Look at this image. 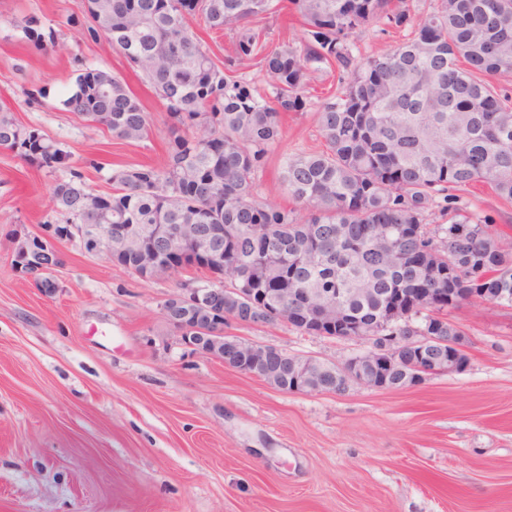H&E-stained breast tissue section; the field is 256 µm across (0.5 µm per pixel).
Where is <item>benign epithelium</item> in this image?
Wrapping results in <instances>:
<instances>
[{
  "instance_id": "obj_1",
  "label": "benign epithelium",
  "mask_w": 512,
  "mask_h": 512,
  "mask_svg": "<svg viewBox=\"0 0 512 512\" xmlns=\"http://www.w3.org/2000/svg\"><path fill=\"white\" fill-rule=\"evenodd\" d=\"M162 238L167 246L165 252L176 249V242L184 233L182 224H164L160 228ZM149 235V229L138 224H119L117 226L99 224H70L64 231L49 228L38 232L39 241L46 247L51 261L35 267V271L27 274L32 278L37 274H49L62 264L60 247L64 244L82 246L92 245L91 254H104L107 257L120 255L134 247L142 246ZM32 234L20 225L11 235V261L16 267L23 268L30 261L29 241ZM226 293L229 301L236 307L246 308L251 305L253 291L250 288H207L199 283L190 288H180L169 299L165 312L175 326V341L192 355H206L224 361V365L238 371L243 368L232 364L229 359L251 356L255 366L268 363L269 357L274 361L285 363L290 368L294 380L295 392H303L315 388L312 383L313 374L321 371L322 362L312 358L289 356L283 352H273L266 345L248 344L233 336L224 335V324L214 320L213 298L217 293ZM442 306L439 295L424 292L415 298L398 290V295L391 299L389 318L385 327H394L404 321L418 319L424 315L441 316L438 308ZM339 305L331 298L321 307L315 308L316 322L320 325L332 326L341 321L332 312ZM369 341L370 347L362 354L347 360L336 367L333 381L338 388L345 390L351 384L374 388H389L391 381L389 372H403V381L408 385H416L427 376L442 373H458L463 368L461 356L466 351V338L459 330L448 332L446 336L411 330L408 336H382L372 328L358 334L348 336Z\"/></svg>"
}]
</instances>
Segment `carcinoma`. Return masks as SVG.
I'll return each instance as SVG.
<instances>
[{
	"label": "carcinoma",
	"mask_w": 512,
	"mask_h": 512,
	"mask_svg": "<svg viewBox=\"0 0 512 512\" xmlns=\"http://www.w3.org/2000/svg\"><path fill=\"white\" fill-rule=\"evenodd\" d=\"M89 37L102 35L164 101L174 120L163 166L112 174V206L98 208L82 179H56L54 224H185L176 272L207 273L209 288H256L296 323L332 293L341 317L373 322L396 288H507L512 306V239L490 219L456 203L478 183L512 202V0H290L302 20L301 45L261 41L276 0H96ZM232 39L217 64L188 16ZM377 27L411 29L392 50L354 53ZM268 75L259 93L238 66ZM330 70L339 87L317 109L324 149L286 158L283 191L305 213L262 198L256 183L279 142L282 119L309 106L314 75ZM65 108L136 142L148 115L117 77L88 68ZM0 103V149L53 171L69 154L43 135L18 136ZM439 209L448 223L435 224ZM224 252L206 264L210 230Z\"/></svg>",
	"instance_id": "obj_1"
}]
</instances>
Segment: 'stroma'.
<instances>
[{
  "label": "stroma",
  "mask_w": 512,
  "mask_h": 512,
  "mask_svg": "<svg viewBox=\"0 0 512 512\" xmlns=\"http://www.w3.org/2000/svg\"><path fill=\"white\" fill-rule=\"evenodd\" d=\"M83 0H0V100L70 155L87 185L162 165L171 121L106 38L77 21ZM36 20L60 47L38 48ZM110 72L141 101L149 134L127 142L63 105L76 76ZM315 107L291 112L257 182L278 187L287 157L320 150ZM56 173L0 149V512H512V306L464 303L446 316L467 339L460 373L419 385L288 393L173 341L171 279H142L62 247L45 296L11 270L9 231H38ZM462 212L512 234V203L480 185ZM225 334L341 364L363 340L228 322Z\"/></svg>",
  "instance_id": "1"
}]
</instances>
